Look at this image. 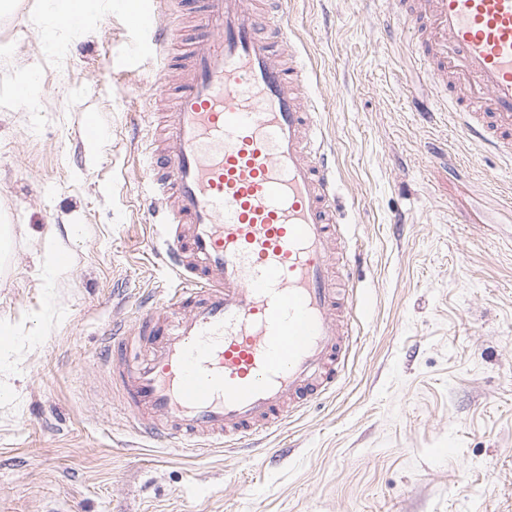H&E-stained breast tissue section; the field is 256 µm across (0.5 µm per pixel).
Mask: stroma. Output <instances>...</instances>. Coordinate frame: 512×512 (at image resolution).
I'll return each mask as SVG.
<instances>
[{
    "label": "stroma",
    "instance_id": "obj_1",
    "mask_svg": "<svg viewBox=\"0 0 512 512\" xmlns=\"http://www.w3.org/2000/svg\"><path fill=\"white\" fill-rule=\"evenodd\" d=\"M39 3L0 14V512H512V166L440 110L395 27L413 0H284L366 304L334 393L200 457L141 444L97 367L102 329L172 285L141 205L160 61L129 64L148 37L121 10L47 50ZM15 94L17 92H21L19 96L22 98L25 93V96L22 100L18 99L20 103L26 107L27 109L33 110L37 105V96H38V86L36 81V74L34 70L24 71L21 76L16 80L15 85Z\"/></svg>",
    "mask_w": 512,
    "mask_h": 512
}]
</instances>
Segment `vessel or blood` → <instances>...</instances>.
Listing matches in <instances>:
<instances>
[{
    "label": "vessel or blood",
    "mask_w": 512,
    "mask_h": 512,
    "mask_svg": "<svg viewBox=\"0 0 512 512\" xmlns=\"http://www.w3.org/2000/svg\"><path fill=\"white\" fill-rule=\"evenodd\" d=\"M282 0H191L195 32L154 0L128 16L161 64L170 98L149 144L147 196L175 285L126 328L104 333L112 392L143 438L197 457L245 448L331 392L353 307L338 287L332 154L291 51ZM420 62L463 133L512 160V0H420Z\"/></svg>",
    "instance_id": "vessel-or-blood-1"
}]
</instances>
